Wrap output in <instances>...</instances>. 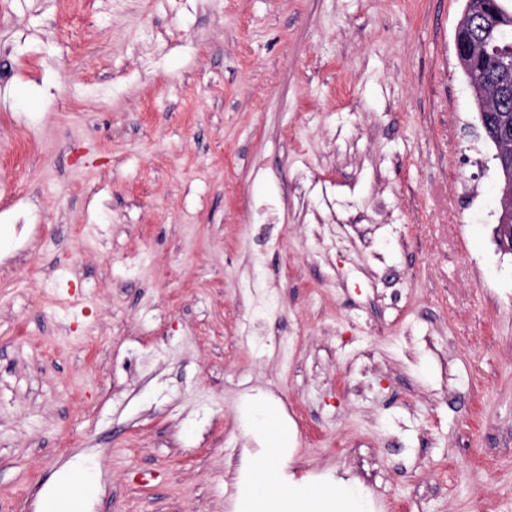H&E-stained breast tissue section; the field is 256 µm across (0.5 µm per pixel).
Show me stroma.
<instances>
[{"instance_id":"1","label":"stroma","mask_w":512,"mask_h":512,"mask_svg":"<svg viewBox=\"0 0 512 512\" xmlns=\"http://www.w3.org/2000/svg\"><path fill=\"white\" fill-rule=\"evenodd\" d=\"M464 4L0 0V512L74 465L87 512H236L264 403L289 483L512 512Z\"/></svg>"}]
</instances>
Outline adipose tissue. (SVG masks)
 Instances as JSON below:
<instances>
[{
	"mask_svg": "<svg viewBox=\"0 0 512 512\" xmlns=\"http://www.w3.org/2000/svg\"><path fill=\"white\" fill-rule=\"evenodd\" d=\"M260 426L268 430L269 455L257 461L255 481L245 500L248 512H361L363 494L346 485L327 490L312 486L287 487L278 466L284 445L281 433L272 431L270 416ZM98 489L96 478L81 467L70 468L53 481L43 498L42 512H82L84 502Z\"/></svg>",
	"mask_w": 512,
	"mask_h": 512,
	"instance_id": "1",
	"label": "adipose tissue"
}]
</instances>
